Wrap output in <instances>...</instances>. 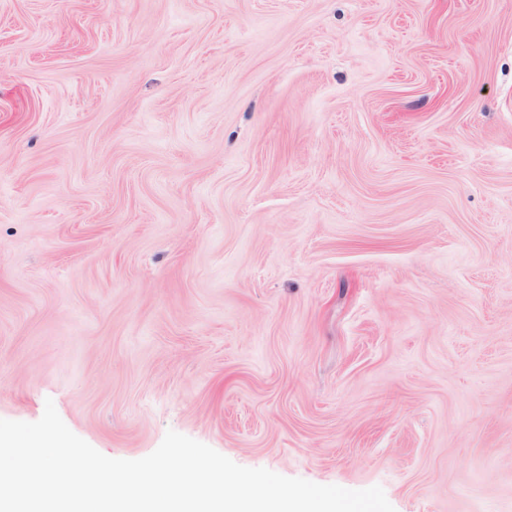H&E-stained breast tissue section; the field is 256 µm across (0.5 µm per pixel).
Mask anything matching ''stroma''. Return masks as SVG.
Instances as JSON below:
<instances>
[{"label":"stroma","mask_w":512,"mask_h":512,"mask_svg":"<svg viewBox=\"0 0 512 512\" xmlns=\"http://www.w3.org/2000/svg\"><path fill=\"white\" fill-rule=\"evenodd\" d=\"M512 512V0H0V419Z\"/></svg>","instance_id":"1"}]
</instances>
